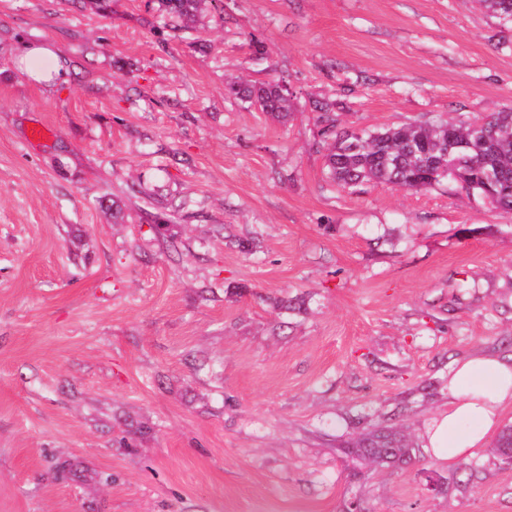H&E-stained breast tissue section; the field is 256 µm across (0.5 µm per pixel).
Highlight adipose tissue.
I'll return each instance as SVG.
<instances>
[{"mask_svg":"<svg viewBox=\"0 0 512 512\" xmlns=\"http://www.w3.org/2000/svg\"><path fill=\"white\" fill-rule=\"evenodd\" d=\"M512 406V364L475 354L448 374V404L427 428L437 459L456 462L484 447L505 407Z\"/></svg>","mask_w":512,"mask_h":512,"instance_id":"adipose-tissue-1","label":"adipose tissue"}]
</instances>
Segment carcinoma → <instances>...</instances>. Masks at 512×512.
Masks as SVG:
<instances>
[{
    "label": "carcinoma",
    "instance_id": "1",
    "mask_svg": "<svg viewBox=\"0 0 512 512\" xmlns=\"http://www.w3.org/2000/svg\"><path fill=\"white\" fill-rule=\"evenodd\" d=\"M214 0H159L162 9L189 27L206 3ZM501 29L512 32V0H473ZM272 118L292 112L291 95L278 84L237 83L229 87ZM329 178L344 188L389 183L420 190L454 181L469 195L512 216V110L486 119L450 118L414 122L375 130L337 129L336 115H320ZM357 451L396 463L408 456L407 445L393 433L375 431L361 439Z\"/></svg>",
    "mask_w": 512,
    "mask_h": 512
}]
</instances>
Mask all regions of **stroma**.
<instances>
[{
    "label": "stroma",
    "mask_w": 512,
    "mask_h": 512,
    "mask_svg": "<svg viewBox=\"0 0 512 512\" xmlns=\"http://www.w3.org/2000/svg\"><path fill=\"white\" fill-rule=\"evenodd\" d=\"M500 37L470 0H0V512H512L494 442L425 441L457 360L512 361V218L340 188L318 121L511 109ZM382 427L408 465L356 455ZM162 9L182 27H189L195 21L207 2L216 0H158ZM229 92L278 121L286 120L292 112L291 95L279 84L234 83L229 87Z\"/></svg>",
    "instance_id": "obj_1"
}]
</instances>
